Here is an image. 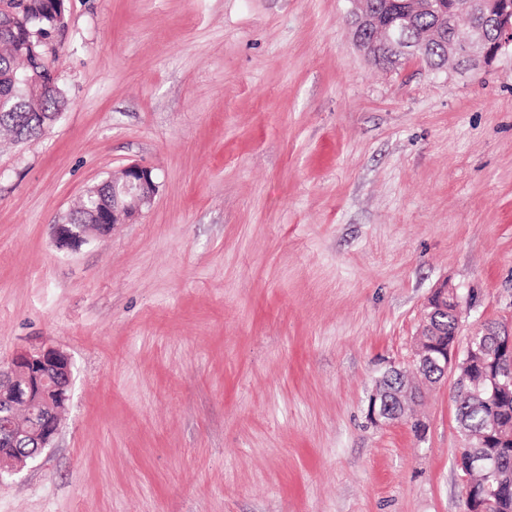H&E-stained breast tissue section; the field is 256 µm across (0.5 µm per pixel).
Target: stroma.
I'll use <instances>...</instances> for the list:
<instances>
[{
    "label": "stroma",
    "instance_id": "35a3bbf8",
    "mask_svg": "<svg viewBox=\"0 0 512 512\" xmlns=\"http://www.w3.org/2000/svg\"><path fill=\"white\" fill-rule=\"evenodd\" d=\"M63 114L0 133V365L56 348L50 448L0 512H461L455 379L409 422L424 305L512 328V55L383 69L350 0H65ZM132 163L151 205L78 247L57 225ZM382 378L368 399V416L369 420L376 425H387L400 421L405 418L406 400L411 395H417L420 388L409 383L406 378L401 379L398 388H390L387 384H383ZM397 404V409H393V405Z\"/></svg>",
    "mask_w": 512,
    "mask_h": 512
}]
</instances>
